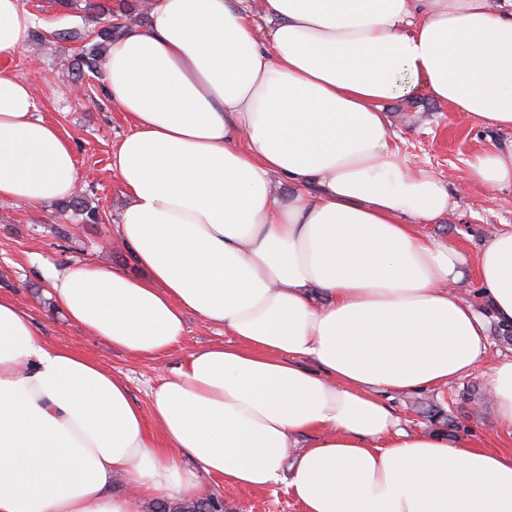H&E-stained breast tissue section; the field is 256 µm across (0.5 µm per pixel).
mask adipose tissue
Returning a JSON list of instances; mask_svg holds the SVG:
<instances>
[{
    "instance_id": "ef3b65f1",
    "label": "adipose tissue",
    "mask_w": 512,
    "mask_h": 512,
    "mask_svg": "<svg viewBox=\"0 0 512 512\" xmlns=\"http://www.w3.org/2000/svg\"><path fill=\"white\" fill-rule=\"evenodd\" d=\"M261 17L154 0L109 45L104 92L131 126L112 150L130 198L116 235L142 273L47 276L72 323L128 356L168 352L190 313L230 342L189 353L144 407L0 293V512H137L205 475L286 483L303 512H512V453L407 430L385 402L479 369L488 319L512 325V229L472 263L428 235L449 185L401 159L384 110L419 90L512 135V0H262ZM32 27L0 0V57ZM79 180L0 70V203L54 206ZM464 181L512 187V138L472 153ZM471 276L487 313L455 290ZM489 385L512 437V360Z\"/></svg>"
}]
</instances>
